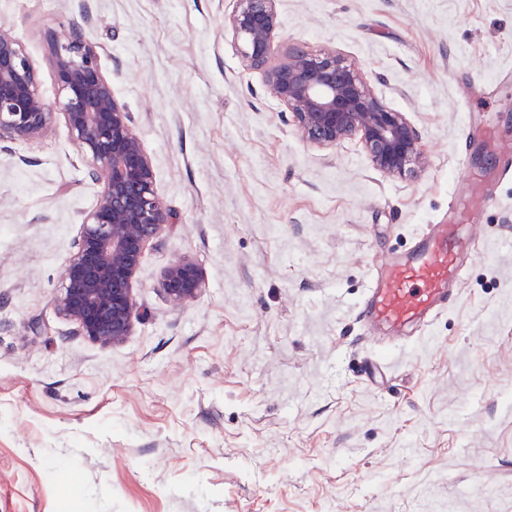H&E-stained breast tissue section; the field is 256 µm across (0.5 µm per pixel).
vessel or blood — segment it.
<instances>
[{"label": "vessel or blood", "mask_w": 512, "mask_h": 512, "mask_svg": "<svg viewBox=\"0 0 512 512\" xmlns=\"http://www.w3.org/2000/svg\"><path fill=\"white\" fill-rule=\"evenodd\" d=\"M464 248L456 225L437 224L416 250L380 265L360 311L368 330L383 329L395 345L405 328L432 318L453 295Z\"/></svg>", "instance_id": "obj_1"}]
</instances>
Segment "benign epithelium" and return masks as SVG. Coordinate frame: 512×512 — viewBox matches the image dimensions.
<instances>
[{
    "instance_id": "obj_1",
    "label": "benign epithelium",
    "mask_w": 512,
    "mask_h": 512,
    "mask_svg": "<svg viewBox=\"0 0 512 512\" xmlns=\"http://www.w3.org/2000/svg\"><path fill=\"white\" fill-rule=\"evenodd\" d=\"M238 2L228 29L247 66L266 69L272 95L291 112L306 141L335 146L357 137L372 165L392 177L425 163L418 130L340 56L294 46L285 61L269 66L278 27L276 0ZM52 57L65 124L100 185L53 303L82 335L102 345L119 344L139 315L133 291L145 248L169 224V209L156 191L155 171L130 112L100 69L97 46L72 29L66 42L53 44ZM52 119L29 57L1 28L0 142L39 138ZM160 285L168 300L181 306L198 297L203 280L194 259L183 256L164 267Z\"/></svg>"
}]
</instances>
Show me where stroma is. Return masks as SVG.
I'll list each match as a JSON object with an SVG mask.
<instances>
[{
  "instance_id": "35a3bbf8",
  "label": "stroma",
  "mask_w": 512,
  "mask_h": 512,
  "mask_svg": "<svg viewBox=\"0 0 512 512\" xmlns=\"http://www.w3.org/2000/svg\"><path fill=\"white\" fill-rule=\"evenodd\" d=\"M237 0H0L55 115L0 143V512H512V0H276L291 45L355 64L425 164L306 142L224 28ZM83 30L132 114L168 225L119 344L53 299L99 189L66 128L50 36ZM496 199L448 307L383 348L370 276L468 181ZM204 288L159 286L177 257ZM160 285L168 300L173 305L181 306L198 297L203 288V280L194 259L183 256L164 267Z\"/></svg>"
}]
</instances>
